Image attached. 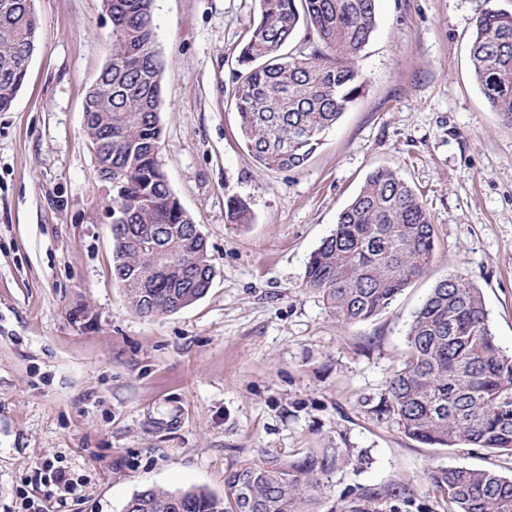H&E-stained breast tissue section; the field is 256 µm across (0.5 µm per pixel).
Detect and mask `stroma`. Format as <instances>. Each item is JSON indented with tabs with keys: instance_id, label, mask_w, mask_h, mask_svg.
Here are the masks:
<instances>
[{
	"instance_id": "35a3bbf8",
	"label": "stroma",
	"mask_w": 512,
	"mask_h": 512,
	"mask_svg": "<svg viewBox=\"0 0 512 512\" xmlns=\"http://www.w3.org/2000/svg\"><path fill=\"white\" fill-rule=\"evenodd\" d=\"M490 6L512 13V0H377L360 96L304 167L273 171L243 147L232 79L257 0H155L158 161L215 276L193 305L143 318L112 277V188L84 128L111 22L102 0H35L39 48L0 112V512L40 505L52 466L77 490L51 512H122L154 486L220 496L225 472L265 449H344L322 512H445L427 470L512 476L510 455L425 445L372 411L449 275L481 289L512 352V126L469 75ZM381 167L421 198L434 257L380 314L343 325L303 288L306 263ZM232 199L249 223L230 221Z\"/></svg>"
}]
</instances>
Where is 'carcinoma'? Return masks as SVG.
<instances>
[{"instance_id":"cac0c4a2","label":"carcinoma","mask_w":512,"mask_h":512,"mask_svg":"<svg viewBox=\"0 0 512 512\" xmlns=\"http://www.w3.org/2000/svg\"><path fill=\"white\" fill-rule=\"evenodd\" d=\"M155 0H108L112 54L84 104V125L102 180L112 184V274L133 313H175L209 291L206 238L171 192L158 163L165 69L155 48ZM242 46L236 111L249 155L269 170L302 167L360 95L355 60L376 27V0H258ZM33 0H0V111L11 107L37 50ZM305 30L302 44L283 53ZM471 75L491 110L512 125V14L487 8L474 21ZM235 224L247 204L229 201ZM435 230L398 173H369L310 255L303 288L342 324L381 313L428 269ZM405 360L374 412L427 445H470L512 455V355L496 344L480 290L455 274L439 281L405 335ZM338 452L291 458L277 450L224 475V497L205 486L133 494L130 512H321L322 477ZM428 481L448 512H512V476L437 468Z\"/></svg>"}]
</instances>
